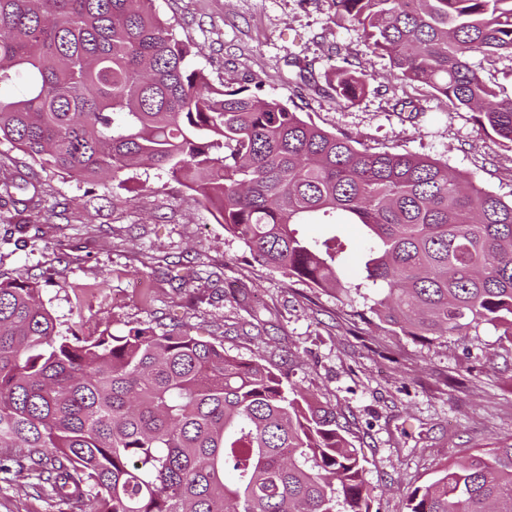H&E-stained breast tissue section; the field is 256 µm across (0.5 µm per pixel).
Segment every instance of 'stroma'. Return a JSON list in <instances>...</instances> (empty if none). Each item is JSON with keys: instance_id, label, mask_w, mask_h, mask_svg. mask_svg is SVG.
Returning a JSON list of instances; mask_svg holds the SVG:
<instances>
[{"instance_id": "35a3bbf8", "label": "stroma", "mask_w": 512, "mask_h": 512, "mask_svg": "<svg viewBox=\"0 0 512 512\" xmlns=\"http://www.w3.org/2000/svg\"><path fill=\"white\" fill-rule=\"evenodd\" d=\"M191 42L194 66L228 89L261 85L303 119L376 151L446 162L512 198V149L472 112L449 111L428 86L407 83L361 30L331 18L329 0H154ZM347 57L372 74L352 105L305 86ZM413 99L421 113L400 111ZM41 204L18 216L0 201V273L43 283L60 329L127 334L182 325L242 360L287 366L291 384L335 407L366 463L375 512H406V497L466 449L512 437V343L490 326L429 345L358 313L367 304L252 264L193 192L144 165L126 183L39 175ZM0 512H68L31 480L0 473Z\"/></svg>"}]
</instances>
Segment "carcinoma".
Returning <instances> with one entry per match:
<instances>
[{"instance_id": "1", "label": "carcinoma", "mask_w": 512, "mask_h": 512, "mask_svg": "<svg viewBox=\"0 0 512 512\" xmlns=\"http://www.w3.org/2000/svg\"><path fill=\"white\" fill-rule=\"evenodd\" d=\"M400 76L512 147V96L472 55L512 57V0H331ZM154 0H0V141L90 181L142 165L193 192L257 264L433 343L482 325L512 342V201L448 165L374 151L256 91L214 85ZM371 75L325 73L354 104ZM361 227L354 252L342 235ZM302 225L322 228L318 236ZM38 281L0 275V472L81 512H373L336 410L288 370L181 328L57 329ZM407 512H512V437L442 464Z\"/></svg>"}]
</instances>
